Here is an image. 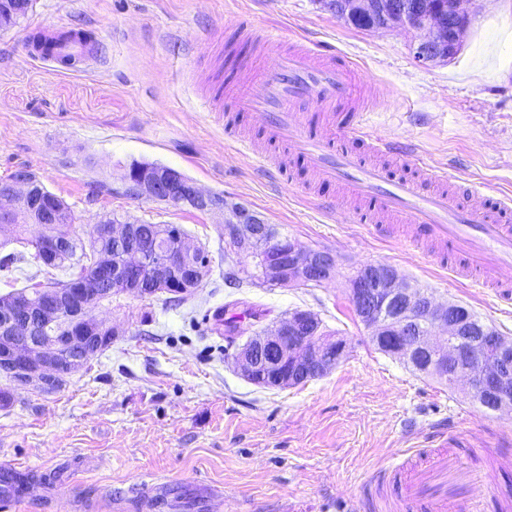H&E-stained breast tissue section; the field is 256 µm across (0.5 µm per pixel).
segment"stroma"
Instances as JSON below:
<instances>
[{
	"label": "stroma",
	"instance_id": "stroma-1",
	"mask_svg": "<svg viewBox=\"0 0 512 512\" xmlns=\"http://www.w3.org/2000/svg\"><path fill=\"white\" fill-rule=\"evenodd\" d=\"M242 19L273 29L274 42L242 37ZM70 30L88 32L96 69L30 57L32 35ZM210 32L228 56L270 59L298 36L336 48L355 63V85L380 87L383 102L370 114L378 135L414 144L449 178L512 191V0H473L461 51L436 66L415 61L411 31L355 29L321 0H33L0 31V183L33 172L70 205L85 240L112 213L178 225L211 263L182 303L119 294L93 308L112 325V345L58 390H18L0 373V390L14 393L0 407V471L28 477L23 493L0 492V512H343L375 467L417 446L436 422L453 419L478 439L512 429V416L379 351L345 287L360 265L386 263L509 338L512 307L451 281L423 254L376 240L343 210L324 218L303 194L302 169L281 184L263 179L200 97L196 80L214 65L187 47ZM135 160L173 167L306 247L333 252L334 277L290 288L225 284L236 258L222 215L123 196L120 177ZM244 304L259 316L235 335L207 320ZM297 309L346 337L348 356L293 388L241 377L237 346Z\"/></svg>",
	"mask_w": 512,
	"mask_h": 512
}]
</instances>
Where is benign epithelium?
Instances as JSON below:
<instances>
[{
  "instance_id": "7a95c632",
  "label": "benign epithelium",
  "mask_w": 512,
  "mask_h": 512,
  "mask_svg": "<svg viewBox=\"0 0 512 512\" xmlns=\"http://www.w3.org/2000/svg\"><path fill=\"white\" fill-rule=\"evenodd\" d=\"M473 0H448L442 13L421 0H329L327 8L342 20L378 15L384 25L415 33V61L432 66L453 59L468 28L466 5ZM36 184L24 170L16 171L0 193V215L11 206L30 207ZM120 188L136 199L181 205L191 200L205 212L222 215L226 247L239 257H249L247 270L274 286L320 285L335 273L336 256L311 249L295 239L284 243L268 234L266 219L250 205L219 198L202 190L181 172L159 166L124 172ZM132 222L114 224L103 232L121 250L122 268L138 272L148 263L147 254L166 249L165 226L156 227L152 248L132 242ZM66 241L56 236L41 238L40 259L55 261ZM200 246L178 239L167 253L165 267L172 274L204 277L206 269L194 263ZM112 278L113 287L125 293L143 294L141 282L119 277V269L105 262L94 278L79 280L68 297L48 295L31 309L22 300L0 303V369L14 373L20 387L49 390L79 371L95 354L92 339L109 337L112 326L91 316L85 299L97 294V283ZM346 295L368 331L371 341L388 355L415 366L422 373L442 379L452 387L464 385L472 401L481 398L494 412L512 414V338L468 313L453 302H438L406 281L392 266L367 263L359 276L347 281ZM54 328L50 336L34 337L32 325ZM343 338L327 334L318 315L297 309L249 337L233 357L240 376L264 388L294 387L331 373L347 356Z\"/></svg>"
}]
</instances>
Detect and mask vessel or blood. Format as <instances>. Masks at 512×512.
Here are the masks:
<instances>
[{
	"instance_id": "vessel-or-blood-1",
	"label": "vessel or blood",
	"mask_w": 512,
	"mask_h": 512,
	"mask_svg": "<svg viewBox=\"0 0 512 512\" xmlns=\"http://www.w3.org/2000/svg\"><path fill=\"white\" fill-rule=\"evenodd\" d=\"M56 60L86 62L85 39L66 33L53 39ZM249 61L238 77L202 93L215 112L254 113L262 118L269 142L287 146L313 181L334 183L338 200L316 206L329 214L337 202L367 221L372 235L401 249L426 254L432 264L451 271L469 288L492 291L512 306V200L493 196L477 181L449 183L447 174L422 162L411 144L375 135L368 114L379 104L377 86L355 92L353 63L336 49L298 38L276 55L273 75ZM352 117L337 128L336 114ZM361 143V150L335 148L332 139ZM267 177L286 178L288 166L276 153L239 138ZM410 164L415 174H399ZM512 466V435L499 433L494 447L461 433L450 422L438 424L428 445L393 457L383 471L361 487L355 512H512L493 503L485 458Z\"/></svg>"
}]
</instances>
